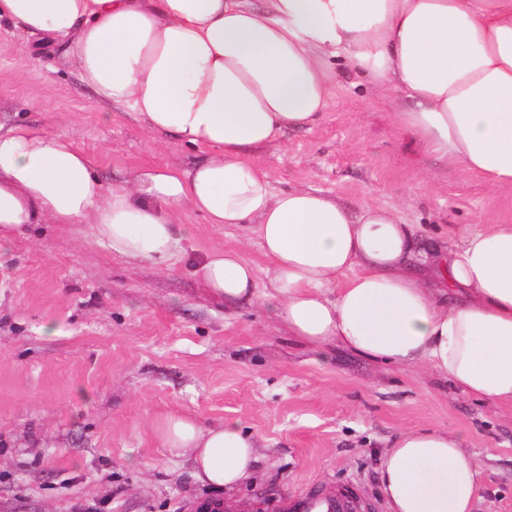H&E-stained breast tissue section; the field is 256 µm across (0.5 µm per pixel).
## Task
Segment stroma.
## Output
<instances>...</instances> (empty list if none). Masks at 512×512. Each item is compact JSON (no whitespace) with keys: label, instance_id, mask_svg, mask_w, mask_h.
I'll return each mask as SVG.
<instances>
[{"label":"stroma","instance_id":"1","mask_svg":"<svg viewBox=\"0 0 512 512\" xmlns=\"http://www.w3.org/2000/svg\"><path fill=\"white\" fill-rule=\"evenodd\" d=\"M0 32V125L62 135L96 159L107 184L152 166L189 168L208 153L148 134L100 104L62 48ZM320 122L255 155L274 190H321L349 210L374 201L452 247L464 226L512 222V187L489 191L444 165L390 118L399 102L346 63ZM193 225L168 267L124 260L74 224H38L0 247V512H204L241 502L279 512L282 498L356 484L388 512L380 466L409 428L463 437L481 467L474 512H512V408L488 406L422 366L396 367L336 343L315 349L261 302L227 304L191 266L214 248L255 265V234ZM187 413L240 422L257 461L239 487L197 482L170 456L153 421Z\"/></svg>","mask_w":512,"mask_h":512}]
</instances>
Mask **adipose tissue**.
Instances as JSON below:
<instances>
[{"label":"adipose tissue","mask_w":512,"mask_h":512,"mask_svg":"<svg viewBox=\"0 0 512 512\" xmlns=\"http://www.w3.org/2000/svg\"><path fill=\"white\" fill-rule=\"evenodd\" d=\"M0 23L63 46L98 99L148 133L210 153L107 186L64 137L0 128V244L32 224H80L113 253L162 267L193 234L179 221L188 207L251 229L265 259L206 253L193 273L213 295L261 299L310 346L423 365L512 406V224L465 228L444 251L375 202L352 212L318 190L274 191L254 159L323 116L342 60L406 99L392 121L426 151L488 190L512 187V0H0ZM152 432L216 490L252 473L255 439L237 421L169 414ZM479 477L463 439L430 428L400 432L381 469L390 512H471Z\"/></svg>","instance_id":"adipose-tissue-1"}]
</instances>
